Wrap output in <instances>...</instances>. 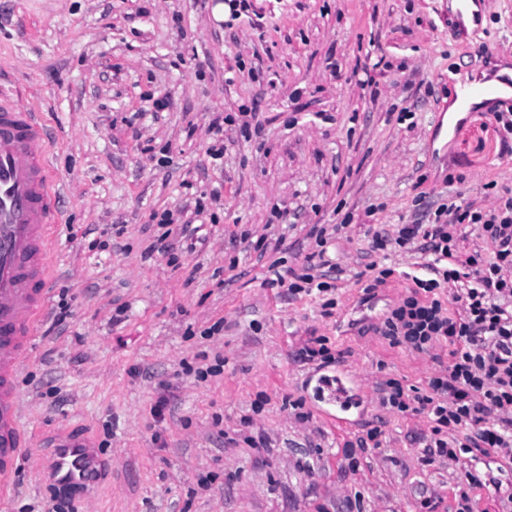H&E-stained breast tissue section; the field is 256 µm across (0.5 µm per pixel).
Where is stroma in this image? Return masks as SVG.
I'll use <instances>...</instances> for the list:
<instances>
[{
  "mask_svg": "<svg viewBox=\"0 0 512 512\" xmlns=\"http://www.w3.org/2000/svg\"><path fill=\"white\" fill-rule=\"evenodd\" d=\"M450 3L253 0L233 19L224 0H0V86L40 117L63 215L17 376L35 452L0 512H49L39 465L64 426L103 460L71 512H456L468 460L426 462L429 419L379 404L387 379L425 389L448 346L416 353L350 327L378 323L427 260L372 250L371 229L396 234L421 194L488 206L490 183L512 185L490 105L444 127L449 79L512 67V0L456 31ZM253 118L262 131L244 136ZM199 203L205 242L190 253L178 227ZM337 223L326 316L318 296L266 280L274 262L301 269L312 228ZM376 264L393 274L367 302ZM319 337L362 378L359 424L317 410L302 349ZM374 427L380 447L345 457ZM490 468L471 512L512 493V467Z\"/></svg>",
  "mask_w": 512,
  "mask_h": 512,
  "instance_id": "35a3bbf8",
  "label": "stroma"
}]
</instances>
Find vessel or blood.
I'll return each instance as SVG.
<instances>
[{
	"label": "vessel or blood",
	"mask_w": 512,
	"mask_h": 512,
	"mask_svg": "<svg viewBox=\"0 0 512 512\" xmlns=\"http://www.w3.org/2000/svg\"><path fill=\"white\" fill-rule=\"evenodd\" d=\"M37 115L0 90V484L14 477L28 444L19 424L14 377L32 351L34 326L47 302L49 228L58 223L59 192L51 183ZM319 412L339 426L360 401L362 382L348 368L317 378ZM100 458L81 437L60 433L46 470L59 483L93 487Z\"/></svg>",
	"instance_id": "b4317fda"
}]
</instances>
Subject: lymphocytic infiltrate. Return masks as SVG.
Here are the masks:
<instances>
[{"instance_id": "obj_1", "label": "lymphocytic infiltrate", "mask_w": 512, "mask_h": 512, "mask_svg": "<svg viewBox=\"0 0 512 512\" xmlns=\"http://www.w3.org/2000/svg\"><path fill=\"white\" fill-rule=\"evenodd\" d=\"M424 221L404 224L396 235L377 230L371 247L388 244L430 255L431 278H415L410 294L384 314L374 331L390 345L427 352L443 341L451 348L446 373L428 390L405 394L402 385L381 386L384 408L423 414L432 422L428 459L455 461L473 452L512 464V188L503 187L484 208L442 203L425 208ZM479 225L492 246L489 256L459 258L462 227ZM456 304L458 315L447 312Z\"/></svg>"}]
</instances>
